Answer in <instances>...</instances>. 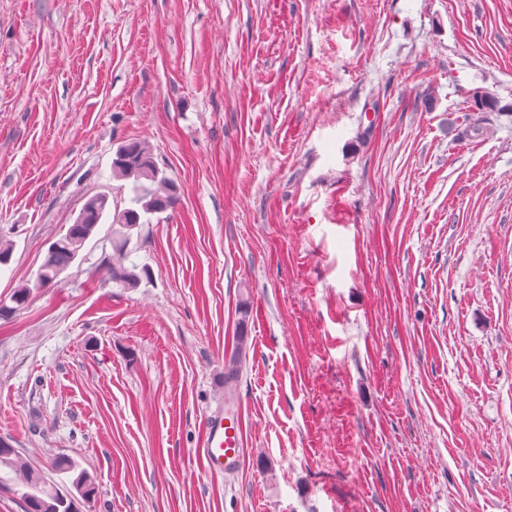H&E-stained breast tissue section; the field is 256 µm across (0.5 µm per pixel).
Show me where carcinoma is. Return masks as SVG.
<instances>
[{
	"label": "carcinoma",
	"instance_id": "1",
	"mask_svg": "<svg viewBox=\"0 0 512 512\" xmlns=\"http://www.w3.org/2000/svg\"><path fill=\"white\" fill-rule=\"evenodd\" d=\"M112 176L130 182V206L114 211L112 215V250L115 261L108 267L110 279L123 288L138 287L141 277L136 267L124 265L133 231L151 223V216L174 208L177 203L176 186L156 166L151 150L139 141L125 143L116 150L112 160ZM108 197H90L74 219L53 241L34 280L14 289L9 299H0V320H9L23 308L33 292L61 283L62 274L78 258L85 243L94 234L105 215ZM247 346L237 341L235 350L224 362V381L231 385L239 377L246 359ZM0 465L21 467L16 450L10 442L0 438ZM22 493L26 512H74L72 500L88 501L95 496V482L81 471L72 482L75 492L66 493L54 482L34 472L27 473Z\"/></svg>",
	"mask_w": 512,
	"mask_h": 512
}]
</instances>
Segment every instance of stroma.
I'll return each instance as SVG.
<instances>
[{
	"instance_id": "1",
	"label": "stroma",
	"mask_w": 512,
	"mask_h": 512,
	"mask_svg": "<svg viewBox=\"0 0 512 512\" xmlns=\"http://www.w3.org/2000/svg\"><path fill=\"white\" fill-rule=\"evenodd\" d=\"M495 108L476 111L475 91ZM176 207L0 321V512H512V0H0V299L122 143ZM250 335L245 452L199 450ZM239 336H243V332ZM239 336L235 350L224 362V381L227 386H232V383L237 380L243 361L246 359L247 346L243 344ZM26 487L31 490L21 495L27 507L26 512H80L79 508L72 510L73 504L69 497L75 499L78 505L80 499L90 501L96 492L93 478L84 471H80L72 482L78 496L54 482L46 481L41 474L34 472H27Z\"/></svg>"
}]
</instances>
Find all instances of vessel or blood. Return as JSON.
<instances>
[{"instance_id": "vessel-or-blood-1", "label": "vessel or blood", "mask_w": 512, "mask_h": 512, "mask_svg": "<svg viewBox=\"0 0 512 512\" xmlns=\"http://www.w3.org/2000/svg\"><path fill=\"white\" fill-rule=\"evenodd\" d=\"M244 409L240 401L225 400L206 419L204 443L200 450L208 471H234L243 455Z\"/></svg>"}]
</instances>
